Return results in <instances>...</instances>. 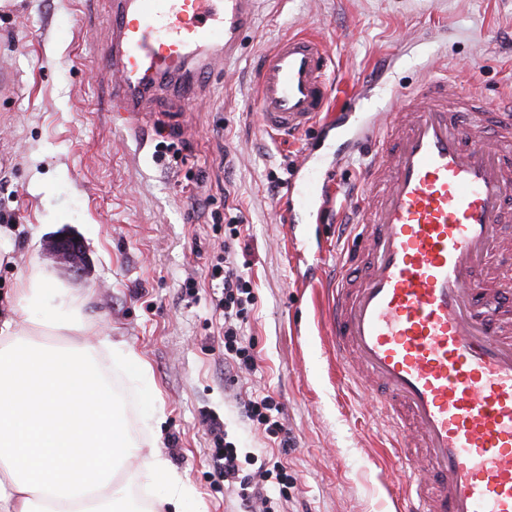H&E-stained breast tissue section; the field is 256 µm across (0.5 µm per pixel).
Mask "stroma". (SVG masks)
<instances>
[{"mask_svg": "<svg viewBox=\"0 0 512 512\" xmlns=\"http://www.w3.org/2000/svg\"><path fill=\"white\" fill-rule=\"evenodd\" d=\"M111 12L112 0H0V69L13 85L0 94V319L36 258L83 299L91 338L127 343L148 371L113 364L126 415L156 440L188 512L239 509L213 472L212 417L236 446L282 463L286 512H396L405 478L392 430L367 398L338 385L323 322L324 286L352 237L338 224L370 152L343 153L341 135L317 125L286 141L266 133L255 71L282 38L313 28L330 54L336 110L387 111L393 94L431 75L488 113L512 96V0H259L238 55L201 96L181 114L159 100L169 128L188 124V136L134 137L113 123L112 79L97 57ZM162 142L176 154L159 157ZM310 168L333 202L310 217L318 231L307 247L324 246L327 259L307 286L279 202L284 182L301 183ZM228 206L245 218L238 258L255 295L243 334L256 367L235 376L224 368V319L206 275ZM63 229L83 240V276L44 251ZM268 394L280 406L284 448L240 413L241 401ZM148 399L160 423L146 422Z\"/></svg>", "mask_w": 512, "mask_h": 512, "instance_id": "stroma-1", "label": "stroma"}]
</instances>
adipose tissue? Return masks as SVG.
<instances>
[{
  "label": "adipose tissue",
  "mask_w": 512,
  "mask_h": 512,
  "mask_svg": "<svg viewBox=\"0 0 512 512\" xmlns=\"http://www.w3.org/2000/svg\"><path fill=\"white\" fill-rule=\"evenodd\" d=\"M13 303L18 318L0 322V512H185L165 460L132 436L102 359L140 374L145 363L122 341L78 343L80 303L39 263ZM138 480L159 496L136 498Z\"/></svg>",
  "instance_id": "obj_1"
}]
</instances>
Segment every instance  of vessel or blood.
Instances as JSON below:
<instances>
[{
	"label": "vessel or blood",
	"instance_id": "b4317fda",
	"mask_svg": "<svg viewBox=\"0 0 512 512\" xmlns=\"http://www.w3.org/2000/svg\"><path fill=\"white\" fill-rule=\"evenodd\" d=\"M258 0H112L101 49L113 76L112 110L131 135L160 95L190 104L217 63L239 53ZM323 38L301 32L263 59L257 102L265 131L287 137L335 125ZM469 97L439 80L403 94L396 111L360 124L351 146H371L364 191L352 206L355 249L331 284L327 322L347 386L382 398L412 490L398 512H512V321L480 270L512 222V115L496 147L466 121ZM324 182L286 190L290 231Z\"/></svg>",
	"mask_w": 512,
	"mask_h": 512
}]
</instances>
